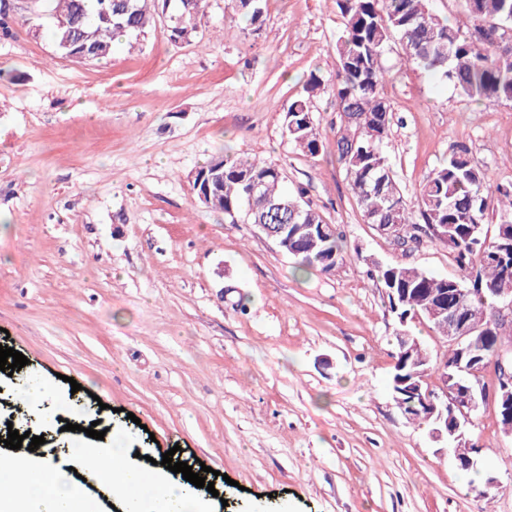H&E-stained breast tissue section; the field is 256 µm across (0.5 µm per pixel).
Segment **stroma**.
<instances>
[{
	"instance_id": "stroma-1",
	"label": "stroma",
	"mask_w": 512,
	"mask_h": 512,
	"mask_svg": "<svg viewBox=\"0 0 512 512\" xmlns=\"http://www.w3.org/2000/svg\"><path fill=\"white\" fill-rule=\"evenodd\" d=\"M208 0L187 44L164 18L99 62L56 52L51 21L0 40V344L28 359L0 371V422L28 412L47 450L61 410L126 434L133 466L217 470L207 512H512V437L494 406L472 436L501 483L437 453L388 389L398 323L369 261L458 276L447 247L409 252L365 224L336 160L339 117L314 100L325 147L289 141L284 118L311 71L336 68V0H268L252 31ZM383 57L396 112L388 156L413 195L465 145L490 184L512 182V102H471ZM219 154L275 161L288 186L345 235L333 271L299 270L253 225L225 222L193 191ZM43 394L21 402L28 382ZM80 391H72V383Z\"/></svg>"
}]
</instances>
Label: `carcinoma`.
<instances>
[{"label": "carcinoma", "mask_w": 512, "mask_h": 512, "mask_svg": "<svg viewBox=\"0 0 512 512\" xmlns=\"http://www.w3.org/2000/svg\"><path fill=\"white\" fill-rule=\"evenodd\" d=\"M253 30L265 25L266 0H232ZM431 0H336L343 19L336 39V70L329 79L310 72L300 93L285 113V132L303 155L314 158L323 141L313 116L312 101L328 90L339 115L336 158L344 167L355 201L367 224H398L400 245L420 240L429 227L448 231V251L461 272L458 278L439 277L404 264L376 263L368 270L379 287L399 288L401 312L413 320H429L439 301L453 298V289L471 288L474 310L485 317L489 332L480 359L463 358L476 371L504 344L512 346V325L499 322L498 291L512 292V249L502 260L491 254L512 240V184L487 187L482 167L461 145L420 184L414 200L402 193L390 166L387 147L393 107L384 93L388 71L382 56L391 43L402 49L400 62L418 66L453 84L471 101L496 99L512 102V0H461L469 25L448 22L430 6ZM36 18L53 21L56 49L77 63L99 61L112 52L119 37L143 35L159 15L160 0H37ZM206 0L186 6L171 0L166 34L173 42H191L204 16ZM112 13L108 22L104 13ZM211 180L212 189L195 190L206 208L224 212L234 224H288L299 242L296 255L302 269L318 267L327 272L326 258L343 260V237L329 230L314 237L312 225L323 224L320 212L304 200L305 190L284 185L273 162L234 158L210 159L197 170ZM260 184L256 211L246 215L247 192ZM495 223L487 236L485 225ZM422 341L410 343L403 374L429 391L432 378H441V364L423 349Z\"/></svg>", "instance_id": "cac0c4a2"}]
</instances>
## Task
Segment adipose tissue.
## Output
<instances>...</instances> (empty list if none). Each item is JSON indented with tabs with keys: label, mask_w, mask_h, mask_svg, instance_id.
Returning <instances> with one entry per match:
<instances>
[{
	"label": "adipose tissue",
	"mask_w": 512,
	"mask_h": 512,
	"mask_svg": "<svg viewBox=\"0 0 512 512\" xmlns=\"http://www.w3.org/2000/svg\"><path fill=\"white\" fill-rule=\"evenodd\" d=\"M123 440L111 446L91 448L84 441L73 443L72 468L107 476L109 488L121 498L124 512H202L198 490L173 481L158 470L125 464ZM12 469L25 472L29 484L22 494L0 492V512H72L75 493L70 470L62 469L48 456H9Z\"/></svg>",
	"instance_id": "ef3b65f1"
}]
</instances>
